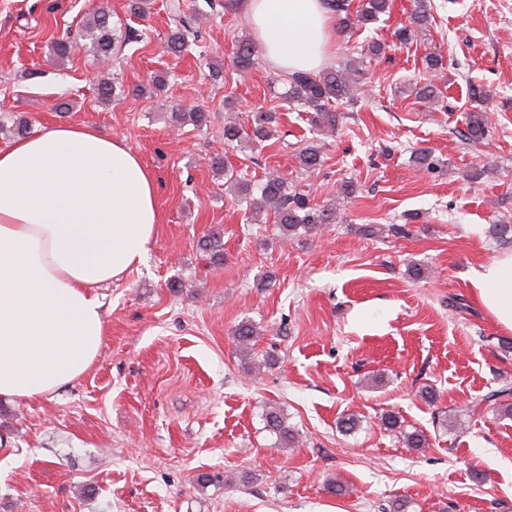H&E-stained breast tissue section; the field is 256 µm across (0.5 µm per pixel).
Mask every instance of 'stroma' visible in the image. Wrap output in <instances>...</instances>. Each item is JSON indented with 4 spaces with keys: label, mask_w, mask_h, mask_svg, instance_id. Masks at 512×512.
I'll return each instance as SVG.
<instances>
[{
    "label": "stroma",
    "mask_w": 512,
    "mask_h": 512,
    "mask_svg": "<svg viewBox=\"0 0 512 512\" xmlns=\"http://www.w3.org/2000/svg\"><path fill=\"white\" fill-rule=\"evenodd\" d=\"M129 3L0 0V120L124 140L155 175L161 217L143 262L96 291L108 331L88 372L50 397L0 400V512H512V417L467 410L512 382V351L472 293L481 265L507 249L490 225L512 224V0H433L407 44L394 32L413 0L337 32L329 67L353 62L362 79L332 130L281 100L266 56L233 72L252 29L232 0H182L202 18L178 55L166 49L169 0H149L143 17ZM102 6L118 37L108 67L84 29ZM131 29L138 40H125ZM62 40L72 49L61 60ZM431 50L443 56L433 73ZM429 81L437 100L417 96ZM190 108L206 126L176 118ZM260 110L277 113L275 137L225 144L227 116L246 128ZM480 111L488 135L465 141ZM308 145L322 160L309 173L297 160ZM421 151L434 170L417 167ZM217 157L252 182L275 172L312 203L335 204V223L281 240L273 210L254 215L228 192ZM346 181L347 201L336 196ZM394 224L409 236H393ZM216 226L224 260L212 264L199 242ZM244 321L258 331L249 348L233 335ZM273 407L297 447L276 446L264 422ZM388 411L427 447L386 431ZM350 415L360 425L347 434ZM334 482L346 494H332Z\"/></svg>",
    "instance_id": "1"
}]
</instances>
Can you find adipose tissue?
I'll return each instance as SVG.
<instances>
[{"label":"adipose tissue","mask_w":512,"mask_h":512,"mask_svg":"<svg viewBox=\"0 0 512 512\" xmlns=\"http://www.w3.org/2000/svg\"><path fill=\"white\" fill-rule=\"evenodd\" d=\"M240 7L281 72L325 64L335 40L326 0ZM159 222L154 175L122 140L63 125L0 148V398L45 397L88 371L107 334L94 290L142 263ZM472 286L511 335L512 251Z\"/></svg>","instance_id":"1"}]
</instances>
